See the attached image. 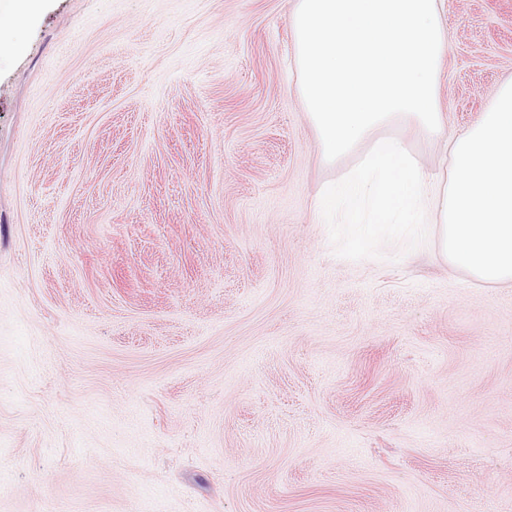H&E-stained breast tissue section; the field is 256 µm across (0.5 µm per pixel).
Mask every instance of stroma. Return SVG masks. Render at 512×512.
Returning <instances> with one entry per match:
<instances>
[{
    "mask_svg": "<svg viewBox=\"0 0 512 512\" xmlns=\"http://www.w3.org/2000/svg\"><path fill=\"white\" fill-rule=\"evenodd\" d=\"M294 0H44L0 57V512H512V289L335 255ZM431 180L512 80L441 0Z\"/></svg>",
    "mask_w": 512,
    "mask_h": 512,
    "instance_id": "35a3bbf8",
    "label": "stroma"
}]
</instances>
